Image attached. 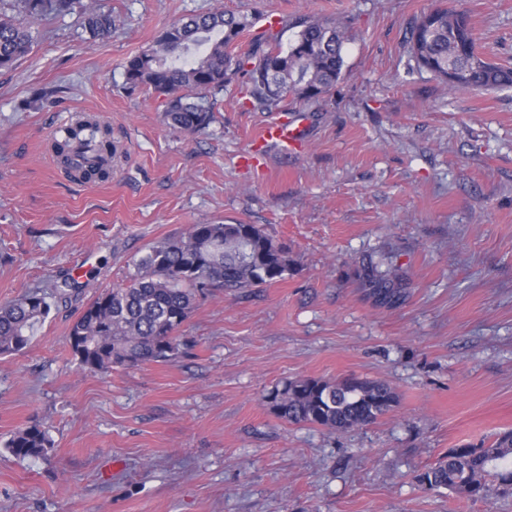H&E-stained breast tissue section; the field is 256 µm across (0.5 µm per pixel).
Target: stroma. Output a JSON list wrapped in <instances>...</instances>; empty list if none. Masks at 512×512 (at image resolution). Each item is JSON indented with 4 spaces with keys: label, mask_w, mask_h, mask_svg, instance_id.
<instances>
[{
    "label": "stroma",
    "mask_w": 512,
    "mask_h": 512,
    "mask_svg": "<svg viewBox=\"0 0 512 512\" xmlns=\"http://www.w3.org/2000/svg\"><path fill=\"white\" fill-rule=\"evenodd\" d=\"M87 2L112 13L110 38L60 15L0 73V304L42 287L52 305L25 350L0 355V512H512L510 495L415 479L512 430V89L448 90L407 43L423 12L453 6L512 65V0ZM215 9L250 23L236 54L275 16L345 28L340 80L294 108L301 149L251 151L276 115L243 108L241 77L197 132L168 124L163 95L128 90V59ZM82 112L119 145L107 182L72 181L51 152ZM207 223L260 225L292 271L198 303L173 361L80 368L68 334L85 306ZM370 265L399 270L398 304L365 284ZM307 377L378 380L398 402L346 432L277 417L267 395ZM34 424L51 448L15 458L8 440Z\"/></svg>",
    "instance_id": "stroma-1"
}]
</instances>
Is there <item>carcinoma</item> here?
I'll return each mask as SVG.
<instances>
[{
  "label": "carcinoma",
  "mask_w": 512,
  "mask_h": 512,
  "mask_svg": "<svg viewBox=\"0 0 512 512\" xmlns=\"http://www.w3.org/2000/svg\"><path fill=\"white\" fill-rule=\"evenodd\" d=\"M23 19L0 13V71L15 67L30 52L31 24L51 15L82 11L90 37L112 35V16L83 7L81 0H15ZM248 21L213 10L172 23L125 67L129 89H152L166 97L165 118L193 132L212 121L213 95L232 78L244 79L242 106L288 111V100L306 101L325 94L340 78L347 36L334 22L302 18L288 49L280 47L275 26L256 38L248 52L234 55L230 46ZM409 55L450 89H512V66L492 61L479 49L468 15L458 8L422 14L409 38ZM54 152L66 173L77 180L103 181L112 170L116 146L109 126L85 115L70 123ZM293 260L288 247L255 224H192L185 236L153 246L136 263L126 287L99 293L72 323L69 343L81 367H133L167 363L179 354L176 330L199 300L215 290L245 291L285 279ZM364 276L386 305L397 304L403 289L386 274L367 267ZM51 311L39 289L0 305V355L18 353L30 344L36 328ZM270 409L290 423L318 425L337 432L367 426L396 403L385 383L345 378L326 382L305 378L286 383L266 396ZM50 447L36 425L13 435L10 453L37 457ZM431 490L448 489L469 499L512 495V431L490 444L450 448L417 476Z\"/></svg>",
  "instance_id": "1"
}]
</instances>
